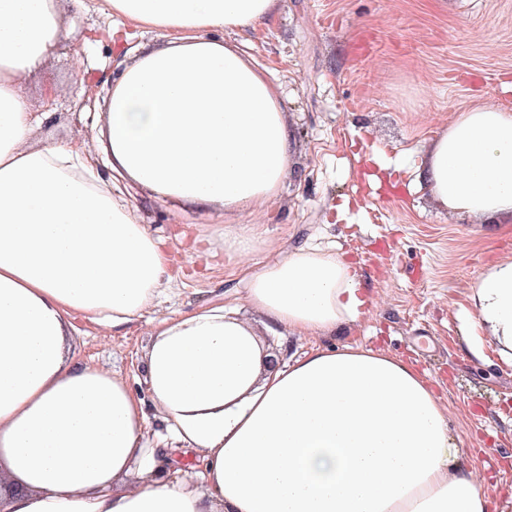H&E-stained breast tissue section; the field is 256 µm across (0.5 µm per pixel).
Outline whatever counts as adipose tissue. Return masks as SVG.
Returning <instances> with one entry per match:
<instances>
[{
    "label": "adipose tissue",
    "mask_w": 512,
    "mask_h": 512,
    "mask_svg": "<svg viewBox=\"0 0 512 512\" xmlns=\"http://www.w3.org/2000/svg\"><path fill=\"white\" fill-rule=\"evenodd\" d=\"M66 0H0V512H488L448 409L412 363L358 342L373 299L331 246L305 244L252 268L254 224L224 234L248 305L308 350L268 370L250 320L211 303L150 322L138 387L78 358L77 319L125 331L161 294L173 254L116 200L84 145L44 143L54 87L25 77L64 38ZM112 18L159 33L97 116L115 180L217 214L267 213L292 174L288 117L228 31L269 21L277 0H103ZM410 184L474 222L512 220V107L456 114ZM487 341L512 365V259L472 289ZM197 457L194 485L148 445L149 412ZM135 483H128L129 474Z\"/></svg>",
    "instance_id": "adipose-tissue-1"
}]
</instances>
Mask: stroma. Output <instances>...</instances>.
Returning a JSON list of instances; mask_svg holds the SVG:
<instances>
[{"mask_svg":"<svg viewBox=\"0 0 512 512\" xmlns=\"http://www.w3.org/2000/svg\"><path fill=\"white\" fill-rule=\"evenodd\" d=\"M111 26L86 0L72 10L58 51L24 79L35 95L47 84L61 90L41 138L84 142L107 179L97 114L124 61L160 41L142 30L113 43L105 35ZM224 39L265 69L294 135V172L260 220L253 263L310 242L336 245L355 262L377 305L328 344L358 341L414 361L449 410L461 463L488 480L489 512H512V367L491 346L486 361L475 360L461 337L463 323L477 317L470 288L512 258V223L472 224L440 210L410 190L407 174L455 113L487 99L512 106V0H279L273 20ZM77 59L80 83L71 75ZM117 196L137 205L141 223L180 258L172 293L146 318L176 316L220 292L249 316L242 275L224 254V227L254 216L184 209L123 184ZM348 197L358 208L338 213ZM188 224L200 227L207 257L182 251L178 233ZM75 329L80 358L138 383L136 355L148 341L141 324L108 337L84 319Z\"/></svg>","mask_w":512,"mask_h":512,"instance_id":"35a3bbf8","label":"stroma"}]
</instances>
